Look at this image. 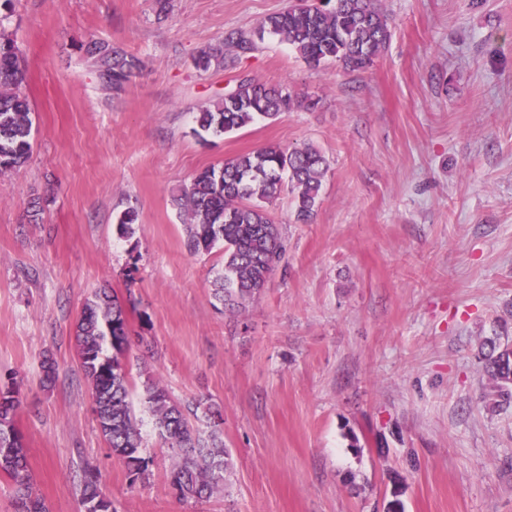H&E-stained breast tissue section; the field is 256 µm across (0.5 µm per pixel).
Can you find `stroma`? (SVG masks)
<instances>
[{
    "label": "stroma",
    "mask_w": 512,
    "mask_h": 512,
    "mask_svg": "<svg viewBox=\"0 0 512 512\" xmlns=\"http://www.w3.org/2000/svg\"><path fill=\"white\" fill-rule=\"evenodd\" d=\"M288 0H13L0 8L26 66L33 153L0 174V378L48 512H81L96 466L116 512H512V409L485 400L479 358L512 339V0H385L389 47L365 71L306 65L285 42L199 71L195 56ZM141 66L119 92L85 46ZM256 77L318 98L200 138L201 106ZM277 144L328 158L311 223L271 211L286 251L239 314L212 295L224 249L194 254L174 198L197 171ZM133 237L116 232L126 208ZM102 287L132 336L130 400L150 459L132 481L94 415L74 346ZM51 357L56 380L43 386ZM160 383L205 431L218 410L224 487L177 499L172 451L144 388Z\"/></svg>",
    "instance_id": "stroma-1"
}]
</instances>
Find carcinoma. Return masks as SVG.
<instances>
[{
  "label": "carcinoma",
  "instance_id": "cac0c4a2",
  "mask_svg": "<svg viewBox=\"0 0 512 512\" xmlns=\"http://www.w3.org/2000/svg\"><path fill=\"white\" fill-rule=\"evenodd\" d=\"M287 42L310 67L336 61L349 71H364L387 48L391 19L383 0H293L288 8L267 16L253 31L239 30L221 46L200 52L195 67L207 71L226 60V50L258 49L265 35ZM98 78L113 90L123 88L140 67L137 57L107 41L88 46ZM25 67L14 40L0 29V174L20 168L31 153V106L23 91ZM318 100L294 95L288 88L257 78L241 79L195 117L200 130L215 135L238 131L261 119L273 121L295 107L313 109ZM328 160L312 145L283 149L268 145L236 155L221 165L196 173L176 196L188 217L186 245L193 254L224 247V270L215 280L214 296L231 313H240L261 294L285 251L281 226L269 205L283 191L292 196L297 222L307 224L321 200ZM138 216L123 211L116 222L121 237H131ZM74 341L81 366L94 391L97 424L112 454L121 459L135 480L148 479V458L128 401L130 378L124 363L129 344L125 311L102 288L84 304ZM494 408H512V345L499 334L486 338L482 352ZM16 377L0 386V475L15 489V512H46L33 488L27 450L14 418L20 405ZM144 403L158 435L173 453L170 485L181 500L211 497L224 486L226 451L216 426L202 436L182 407L158 384L145 388ZM83 512H114L112 500L98 487L93 469L84 473Z\"/></svg>",
  "mask_w": 512,
  "mask_h": 512
}]
</instances>
